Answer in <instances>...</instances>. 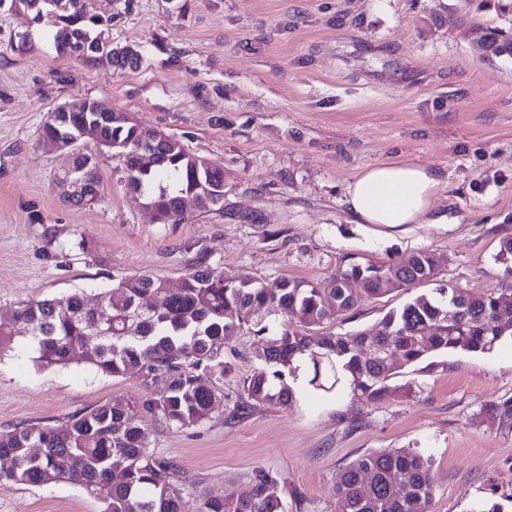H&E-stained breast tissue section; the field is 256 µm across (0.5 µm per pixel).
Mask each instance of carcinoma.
<instances>
[{"label": "carcinoma", "mask_w": 512, "mask_h": 512, "mask_svg": "<svg viewBox=\"0 0 512 512\" xmlns=\"http://www.w3.org/2000/svg\"><path fill=\"white\" fill-rule=\"evenodd\" d=\"M22 26L51 28L56 52L95 65L104 57L116 68L135 67L139 52L114 48L104 37L108 22L89 0H18ZM472 35L496 58L512 59V35L476 28ZM42 127L48 139L84 134L124 156L125 182L153 208L160 224H180L188 213H224V171L204 167L201 157L177 138L93 111V99L62 103ZM72 162L59 184L80 186L76 203L95 204L102 183L92 157L70 144ZM497 261L512 274V237L500 242ZM438 275L435 255L420 251L407 261H341L326 283L263 281L246 273L226 274L196 265L175 289L149 275H133L87 306L75 292L21 305L13 323L0 326V349L25 337L41 366L82 360L98 372L135 376L142 392L77 414L58 426L29 424L0 433V482L33 486L77 482L99 498L103 512H183L186 488L178 485L173 461L144 443L142 419L149 415L174 427L207 419L223 390L208 382L234 370L226 345L246 332L265 336L261 365L241 382L236 413L257 405L290 404L291 381L304 368L313 391L346 388L360 404L394 396V364L388 356L360 353L386 347L405 364L435 353L488 354L512 338V292L471 293L440 285L386 313L374 333L336 335L324 331L333 316L361 301L408 290ZM279 323L269 334L268 321ZM322 334H317V331ZM480 414L512 431V397L490 401ZM433 457L426 448L368 453L353 460L336 481L337 512H427L434 485ZM280 475L263 468L252 474L244 497L201 494L197 512H283Z\"/></svg>", "instance_id": "carcinoma-1"}]
</instances>
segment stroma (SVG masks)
<instances>
[{
    "instance_id": "35a3bbf8",
    "label": "stroma",
    "mask_w": 512,
    "mask_h": 512,
    "mask_svg": "<svg viewBox=\"0 0 512 512\" xmlns=\"http://www.w3.org/2000/svg\"><path fill=\"white\" fill-rule=\"evenodd\" d=\"M115 47L138 68L56 53L47 27L21 28L0 0V323L23 303L78 290L88 305L131 275L179 287L205 260L243 272L327 282L343 258L398 263L430 250L438 280L473 293L512 289L495 255L512 237V59L484 56L471 25L512 28V0H90ZM27 35L29 51L16 44ZM88 97L180 139L224 171V211L157 223L124 182L117 151L97 159L98 204L63 201L67 159L41 137L57 105ZM402 159L440 173L435 224H356L344 203L355 173ZM430 284L365 300L328 331L373 329ZM233 346L232 373L210 418L178 428L145 418L148 448L172 459L195 494L245 495L257 468L281 474L284 512H336L333 488L352 460L429 449L428 512L481 500L512 512V431L483 419L512 397V340L493 353L448 352L396 368L408 395L356 405L347 391L298 392L285 407L240 416L239 381L259 366L260 337ZM140 391L85 363L43 368L22 340L0 350V432L59 425ZM68 482H0V512H101Z\"/></svg>"
}]
</instances>
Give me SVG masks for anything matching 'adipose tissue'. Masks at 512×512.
<instances>
[{
  "label": "adipose tissue",
  "mask_w": 512,
  "mask_h": 512,
  "mask_svg": "<svg viewBox=\"0 0 512 512\" xmlns=\"http://www.w3.org/2000/svg\"><path fill=\"white\" fill-rule=\"evenodd\" d=\"M441 186L439 173L429 167L388 160L354 175L346 186L345 204L358 224H429Z\"/></svg>",
  "instance_id": "adipose-tissue-1"
}]
</instances>
